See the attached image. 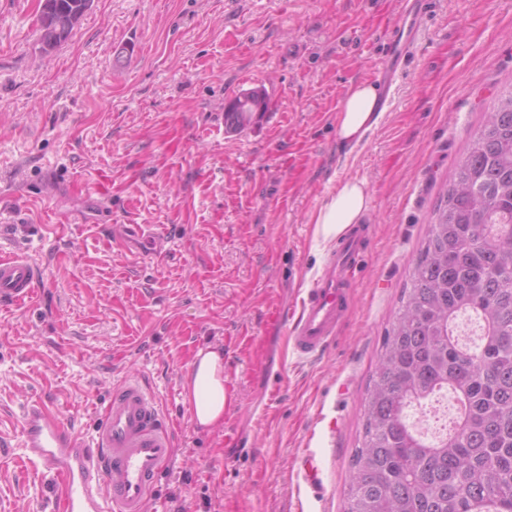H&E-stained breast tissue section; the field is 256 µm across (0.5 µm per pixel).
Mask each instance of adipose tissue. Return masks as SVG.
Returning a JSON list of instances; mask_svg holds the SVG:
<instances>
[{
    "label": "adipose tissue",
    "instance_id": "obj_1",
    "mask_svg": "<svg viewBox=\"0 0 512 512\" xmlns=\"http://www.w3.org/2000/svg\"><path fill=\"white\" fill-rule=\"evenodd\" d=\"M380 95L368 81L347 90L338 114L337 134L344 144H358L379 122ZM367 187L364 182L347 179L320 207L315 222L324 237H335L351 225L361 223L367 210ZM194 422L213 427L224 419V352L206 347L199 349L185 383Z\"/></svg>",
    "mask_w": 512,
    "mask_h": 512
}]
</instances>
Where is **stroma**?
I'll return each mask as SVG.
<instances>
[{
	"label": "stroma",
	"instance_id": "35a3bbf8",
	"mask_svg": "<svg viewBox=\"0 0 512 512\" xmlns=\"http://www.w3.org/2000/svg\"><path fill=\"white\" fill-rule=\"evenodd\" d=\"M402 2L95 0L45 55L39 0H0V255L39 271L32 304L0 309V512H42L50 491L13 446L23 405H58L88 434L131 374L175 429L158 512H344L440 193L512 90V0H418L414 17ZM400 26L413 48L383 115L342 145L341 100L376 81ZM252 89L267 109L225 132L226 100ZM346 179L367 186L370 243L336 339L297 359L283 316L336 243L314 217ZM125 224L154 229L157 249ZM209 344L224 349V421L202 430L184 383Z\"/></svg>",
	"mask_w": 512,
	"mask_h": 512
}]
</instances>
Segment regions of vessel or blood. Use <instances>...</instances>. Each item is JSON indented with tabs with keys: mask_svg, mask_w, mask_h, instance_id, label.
<instances>
[{
	"mask_svg": "<svg viewBox=\"0 0 512 512\" xmlns=\"http://www.w3.org/2000/svg\"><path fill=\"white\" fill-rule=\"evenodd\" d=\"M358 224L339 236L326 263L299 299L286 349L301 359L317 356L336 335L352 302V276L370 239ZM37 268L31 259L0 257V307L32 299ZM20 446L51 478L44 512H146L157 477L174 452L172 427L155 395L135 375L112 390L90 438L64 423L58 409L36 401L23 409Z\"/></svg>",
	"mask_w": 512,
	"mask_h": 512,
	"instance_id": "b4317fda",
	"label": "vessel or blood"
}]
</instances>
